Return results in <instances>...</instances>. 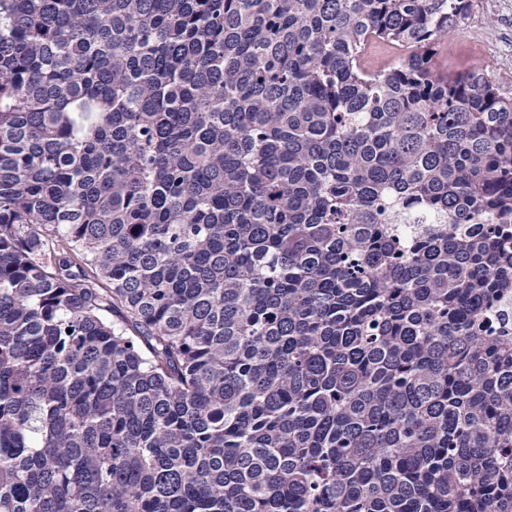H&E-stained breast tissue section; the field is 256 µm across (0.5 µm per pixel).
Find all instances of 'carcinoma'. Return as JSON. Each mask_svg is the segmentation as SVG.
<instances>
[{
  "instance_id": "1",
  "label": "carcinoma",
  "mask_w": 512,
  "mask_h": 512,
  "mask_svg": "<svg viewBox=\"0 0 512 512\" xmlns=\"http://www.w3.org/2000/svg\"><path fill=\"white\" fill-rule=\"evenodd\" d=\"M472 6L0 0V512H512Z\"/></svg>"
}]
</instances>
